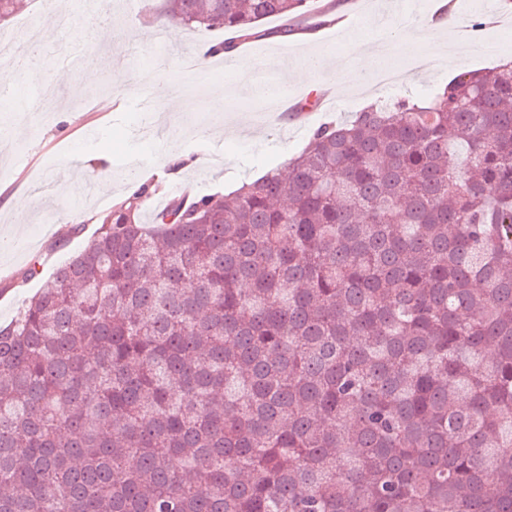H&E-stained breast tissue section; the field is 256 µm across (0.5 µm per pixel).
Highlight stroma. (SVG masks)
Segmentation results:
<instances>
[{"label": "stroma", "mask_w": 512, "mask_h": 512, "mask_svg": "<svg viewBox=\"0 0 512 512\" xmlns=\"http://www.w3.org/2000/svg\"><path fill=\"white\" fill-rule=\"evenodd\" d=\"M102 2L110 23L86 17L69 29L54 30L43 51L18 63L11 76L18 99L44 84L59 94L49 117L36 107L0 116V226L23 225L0 249V286L8 288L0 295L1 323L9 322L40 287V279L15 285L33 259H40L43 276L50 275L84 248L113 203L129 196L134 163H142L155 184L153 199L164 204L177 186L193 195L229 193L281 167L322 122L352 117L374 93L371 82L350 80L357 64L344 60L349 42L357 36L371 47H386L389 24L403 10L401 0H310L304 20L313 25L312 33L242 44V52L260 63L259 74L230 69L189 78L174 66L154 72L146 65L160 28L156 0ZM448 15L456 24L483 21L476 34L483 41L504 35L505 23H512V6L505 0H449ZM72 47L80 48L88 66L96 69V81H87L85 68L61 66V56ZM319 49L335 56L337 66L294 80L291 69ZM497 61L494 54L451 57L434 48L403 92L389 91L383 98H427L456 74ZM260 74L288 97L306 88H328L338 107L305 119L269 121L265 98L250 90ZM159 83L165 84L167 98L153 95ZM173 142L193 158V165L181 170L166 165ZM95 166L111 175V195L96 191ZM14 201L26 203L24 217L11 210Z\"/></svg>", "instance_id": "obj_1"}]
</instances>
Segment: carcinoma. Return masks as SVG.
I'll use <instances>...</instances> for the list:
<instances>
[{
	"label": "carcinoma",
	"mask_w": 512,
	"mask_h": 512,
	"mask_svg": "<svg viewBox=\"0 0 512 512\" xmlns=\"http://www.w3.org/2000/svg\"><path fill=\"white\" fill-rule=\"evenodd\" d=\"M307 0H160L261 38ZM0 325V512H512V65L312 132Z\"/></svg>",
	"instance_id": "carcinoma-1"
}]
</instances>
